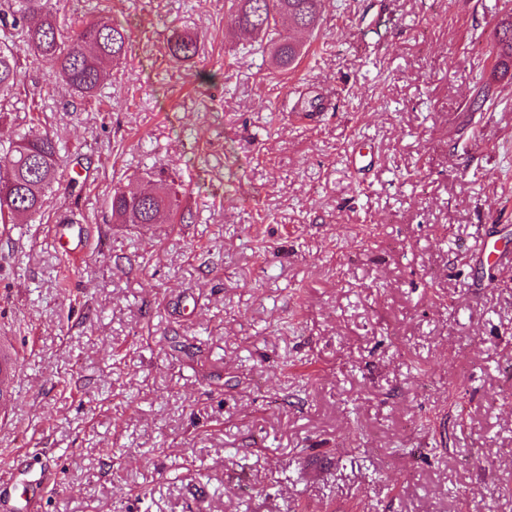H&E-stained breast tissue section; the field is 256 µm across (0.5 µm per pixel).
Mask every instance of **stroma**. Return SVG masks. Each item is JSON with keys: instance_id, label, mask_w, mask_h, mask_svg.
Instances as JSON below:
<instances>
[{"instance_id": "1", "label": "stroma", "mask_w": 512, "mask_h": 512, "mask_svg": "<svg viewBox=\"0 0 512 512\" xmlns=\"http://www.w3.org/2000/svg\"><path fill=\"white\" fill-rule=\"evenodd\" d=\"M232 3L57 0L130 37L88 103L17 48L0 140L37 117L63 161L40 220L0 223V468L57 471L41 512H512V271L475 255L512 241V0H326L289 71ZM158 173L184 222L112 223L113 188ZM64 212L91 227L77 264ZM496 69L506 70L512 65V17L501 20L494 31ZM168 45L171 56L182 61L194 59L200 51L197 35L185 30H174ZM54 228V242L57 250L73 262L81 260L85 253V241L80 226L73 225V219L61 215ZM19 377V356L7 336H0V405L11 401V386Z\"/></svg>"}]
</instances>
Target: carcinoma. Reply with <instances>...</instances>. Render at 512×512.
<instances>
[{
  "mask_svg": "<svg viewBox=\"0 0 512 512\" xmlns=\"http://www.w3.org/2000/svg\"><path fill=\"white\" fill-rule=\"evenodd\" d=\"M231 24L244 36L272 35L271 53L276 65L288 70L302 55V44L277 33L278 19L291 21L300 30L318 25L324 0H234ZM495 68L512 66V18L501 20L494 31ZM27 46L47 64L49 74L59 79L80 99L96 97L112 64L124 59L130 49L126 30L110 19L81 21L74 35L67 36L52 0H0V111L11 104L20 84L15 47ZM172 57L187 61L198 56L196 34L175 30L168 40ZM61 154L59 142L48 133L33 129L0 144V222L14 216L34 218L43 212L52 191ZM113 223L155 224L167 214L177 215V199L163 179L147 183L134 195L117 187L110 199Z\"/></svg>",
  "mask_w": 512,
  "mask_h": 512,
  "instance_id": "1",
  "label": "carcinoma"
}]
</instances>
